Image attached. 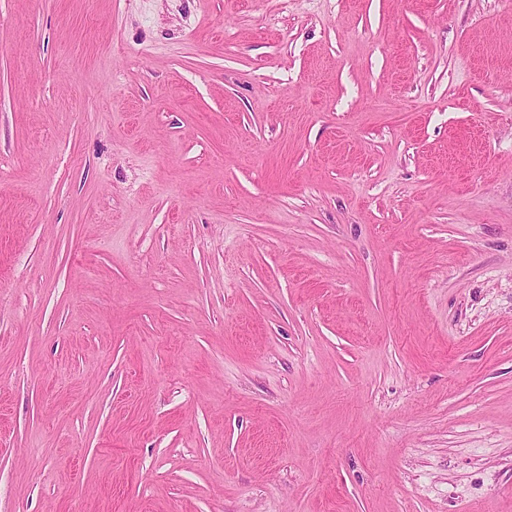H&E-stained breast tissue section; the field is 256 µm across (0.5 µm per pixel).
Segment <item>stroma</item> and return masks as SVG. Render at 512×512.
<instances>
[{
	"label": "stroma",
	"mask_w": 512,
	"mask_h": 512,
	"mask_svg": "<svg viewBox=\"0 0 512 512\" xmlns=\"http://www.w3.org/2000/svg\"><path fill=\"white\" fill-rule=\"evenodd\" d=\"M0 512H512V0H0Z\"/></svg>",
	"instance_id": "obj_1"
}]
</instances>
